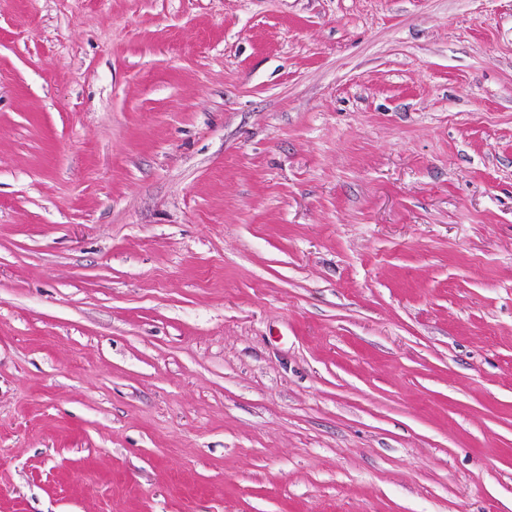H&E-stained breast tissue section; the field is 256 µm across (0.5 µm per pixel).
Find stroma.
Instances as JSON below:
<instances>
[{
  "mask_svg": "<svg viewBox=\"0 0 512 512\" xmlns=\"http://www.w3.org/2000/svg\"><path fill=\"white\" fill-rule=\"evenodd\" d=\"M0 512H512V0H0Z\"/></svg>",
  "mask_w": 512,
  "mask_h": 512,
  "instance_id": "obj_1",
  "label": "stroma"
}]
</instances>
